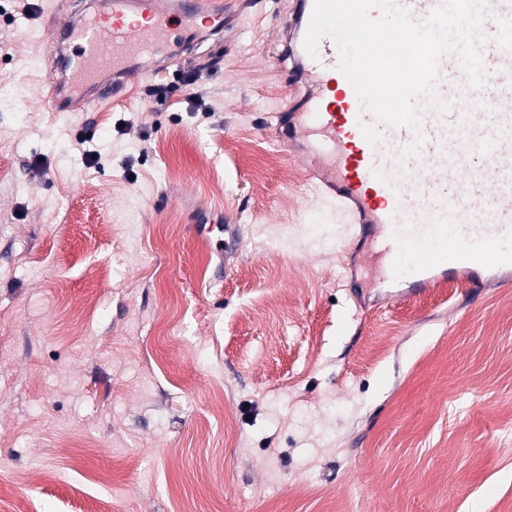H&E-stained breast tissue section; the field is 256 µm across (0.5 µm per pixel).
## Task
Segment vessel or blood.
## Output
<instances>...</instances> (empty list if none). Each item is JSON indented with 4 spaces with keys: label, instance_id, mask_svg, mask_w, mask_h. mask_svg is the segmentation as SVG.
<instances>
[{
    "label": "vessel or blood",
    "instance_id": "b4317fda",
    "mask_svg": "<svg viewBox=\"0 0 512 512\" xmlns=\"http://www.w3.org/2000/svg\"><path fill=\"white\" fill-rule=\"evenodd\" d=\"M442 0H393L413 21L424 22ZM314 0H289L276 33L292 61L294 87L272 115L279 142L303 147L314 165L305 185L319 194L343 224L381 262L382 283L422 287L431 272L469 287L481 274L512 269V0H489L481 56L487 77L471 87L457 56L439 63L436 94L452 101L446 115L422 109L418 129L381 126L371 145L362 124L373 123L352 84L340 72L339 49L324 37L316 55L304 48ZM223 33L224 0H103L87 15L53 17V52L75 46L47 85L43 109L66 112L71 93L83 111L123 96L146 69L173 65L169 45L192 36L197 18ZM111 80H103V73Z\"/></svg>",
    "mask_w": 512,
    "mask_h": 512
}]
</instances>
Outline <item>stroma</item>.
I'll return each mask as SVG.
<instances>
[{
  "mask_svg": "<svg viewBox=\"0 0 512 512\" xmlns=\"http://www.w3.org/2000/svg\"><path fill=\"white\" fill-rule=\"evenodd\" d=\"M58 4L0 0V488L35 512H78L100 472L112 512H495L512 283L395 297L337 252L271 125L276 0L204 40L195 85L66 115L28 68Z\"/></svg>",
  "mask_w": 512,
  "mask_h": 512,
  "instance_id": "obj_1",
  "label": "stroma"
}]
</instances>
